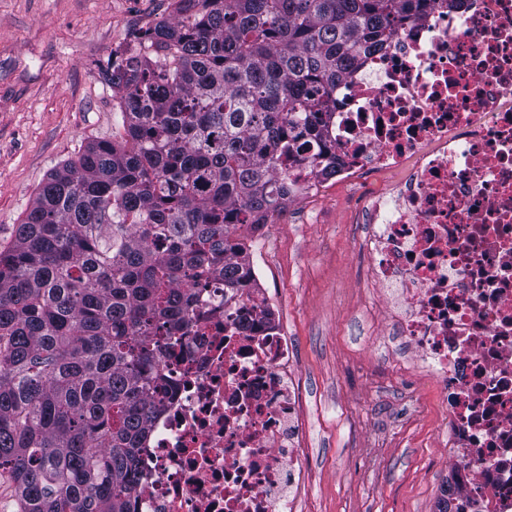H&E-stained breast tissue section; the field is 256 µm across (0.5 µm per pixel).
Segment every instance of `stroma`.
I'll list each match as a JSON object with an SVG mask.
<instances>
[{"instance_id":"1","label":"stroma","mask_w":512,"mask_h":512,"mask_svg":"<svg viewBox=\"0 0 512 512\" xmlns=\"http://www.w3.org/2000/svg\"><path fill=\"white\" fill-rule=\"evenodd\" d=\"M175 0H0V248L47 175L124 136L100 77ZM397 178L366 174L291 203L259 232V285L287 315L307 425L302 512H436L450 469L439 392L412 372L388 311L363 286L361 200Z\"/></svg>"}]
</instances>
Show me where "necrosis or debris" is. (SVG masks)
<instances>
[{
	"instance_id": "4bbe7bcc",
	"label": "necrosis or debris",
	"mask_w": 512,
	"mask_h": 512,
	"mask_svg": "<svg viewBox=\"0 0 512 512\" xmlns=\"http://www.w3.org/2000/svg\"><path fill=\"white\" fill-rule=\"evenodd\" d=\"M326 139L335 173L289 165L287 196L399 172L362 205L366 283L440 386L456 512H512V0L398 28L337 84ZM192 294L131 512H298L304 419L279 308L218 275Z\"/></svg>"
}]
</instances>
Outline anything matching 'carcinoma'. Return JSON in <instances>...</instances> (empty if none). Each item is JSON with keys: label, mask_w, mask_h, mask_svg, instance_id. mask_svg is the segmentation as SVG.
Returning a JSON list of instances; mask_svg holds the SVG:
<instances>
[{"label": "carcinoma", "mask_w": 512, "mask_h": 512, "mask_svg": "<svg viewBox=\"0 0 512 512\" xmlns=\"http://www.w3.org/2000/svg\"><path fill=\"white\" fill-rule=\"evenodd\" d=\"M457 2L176 0L109 56L123 141L49 173L0 250V469L17 512H130L185 281L247 280L224 262L246 254L226 205L256 231L282 213L276 160L330 167L324 125L361 49Z\"/></svg>", "instance_id": "obj_1"}]
</instances>
